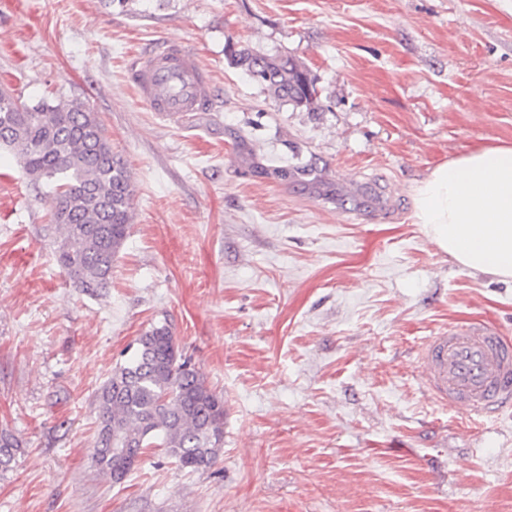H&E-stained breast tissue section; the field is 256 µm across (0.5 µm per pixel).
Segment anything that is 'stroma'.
I'll use <instances>...</instances> for the list:
<instances>
[{
	"instance_id": "35a3bbf8",
	"label": "stroma",
	"mask_w": 512,
	"mask_h": 512,
	"mask_svg": "<svg viewBox=\"0 0 512 512\" xmlns=\"http://www.w3.org/2000/svg\"><path fill=\"white\" fill-rule=\"evenodd\" d=\"M166 41L208 71V111L139 101L131 69ZM230 41L304 65L316 110ZM0 86L89 104L134 185L92 296L56 262L52 194L0 149V429L21 442L0 512H512V410L444 407L414 367L450 325L512 336V282L412 219L434 167L512 142V0H0ZM162 319L224 398V446L199 471L149 449L115 483L96 395Z\"/></svg>"
}]
</instances>
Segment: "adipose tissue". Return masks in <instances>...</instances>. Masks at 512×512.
I'll use <instances>...</instances> for the list:
<instances>
[{
	"label": "adipose tissue",
	"mask_w": 512,
	"mask_h": 512,
	"mask_svg": "<svg viewBox=\"0 0 512 512\" xmlns=\"http://www.w3.org/2000/svg\"><path fill=\"white\" fill-rule=\"evenodd\" d=\"M414 219L458 264L512 281V145L435 167L413 190Z\"/></svg>",
	"instance_id": "adipose-tissue-1"
}]
</instances>
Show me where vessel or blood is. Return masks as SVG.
<instances>
[{"mask_svg":"<svg viewBox=\"0 0 512 512\" xmlns=\"http://www.w3.org/2000/svg\"><path fill=\"white\" fill-rule=\"evenodd\" d=\"M135 90L150 111L201 112L211 101L210 77L181 43L164 42L135 66ZM417 363L427 393L437 402L483 416L512 406V338L474 320L428 337Z\"/></svg>","mask_w":512,"mask_h":512,"instance_id":"obj_1","label":"vessel or blood"}]
</instances>
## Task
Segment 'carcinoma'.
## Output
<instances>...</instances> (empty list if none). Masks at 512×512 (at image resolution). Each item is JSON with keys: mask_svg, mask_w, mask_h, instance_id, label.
<instances>
[{"mask_svg": "<svg viewBox=\"0 0 512 512\" xmlns=\"http://www.w3.org/2000/svg\"><path fill=\"white\" fill-rule=\"evenodd\" d=\"M225 56L276 98L308 109L318 104L314 80L294 59L231 41ZM0 148L31 180L51 184V223L60 233L56 260L69 280L90 295L106 290L128 235L134 189L97 113L78 99L28 106L1 87ZM96 400L95 466L115 482L146 448H163L181 467L198 471L211 467L224 447V400L183 355L165 322L136 339ZM18 450L17 439L1 431L0 471L11 468Z\"/></svg>", "mask_w": 512, "mask_h": 512, "instance_id": "cac0c4a2", "label": "carcinoma"}]
</instances>
